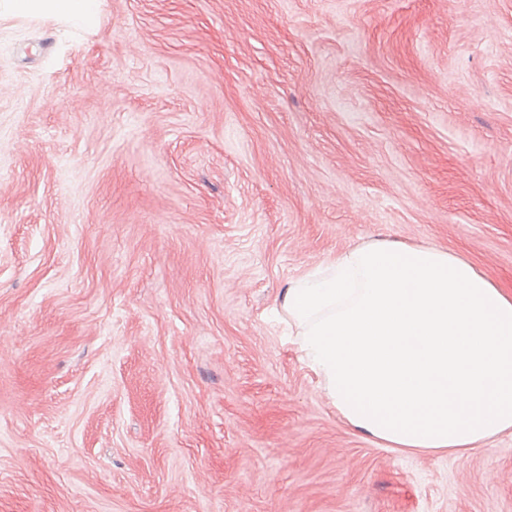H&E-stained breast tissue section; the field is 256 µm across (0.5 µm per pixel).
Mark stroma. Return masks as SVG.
Instances as JSON below:
<instances>
[{
  "mask_svg": "<svg viewBox=\"0 0 512 512\" xmlns=\"http://www.w3.org/2000/svg\"><path fill=\"white\" fill-rule=\"evenodd\" d=\"M379 239L512 287V0L0 21V512H512L351 427L276 311Z\"/></svg>",
  "mask_w": 512,
  "mask_h": 512,
  "instance_id": "stroma-1",
  "label": "stroma"
}]
</instances>
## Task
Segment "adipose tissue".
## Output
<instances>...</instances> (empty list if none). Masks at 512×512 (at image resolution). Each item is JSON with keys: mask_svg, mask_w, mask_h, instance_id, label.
Here are the masks:
<instances>
[{"mask_svg": "<svg viewBox=\"0 0 512 512\" xmlns=\"http://www.w3.org/2000/svg\"><path fill=\"white\" fill-rule=\"evenodd\" d=\"M103 0H0L2 18L97 27ZM280 306L353 428L406 451L512 431V292L445 250L375 241L292 280Z\"/></svg>", "mask_w": 512, "mask_h": 512, "instance_id": "ef3b65f1", "label": "adipose tissue"}]
</instances>
